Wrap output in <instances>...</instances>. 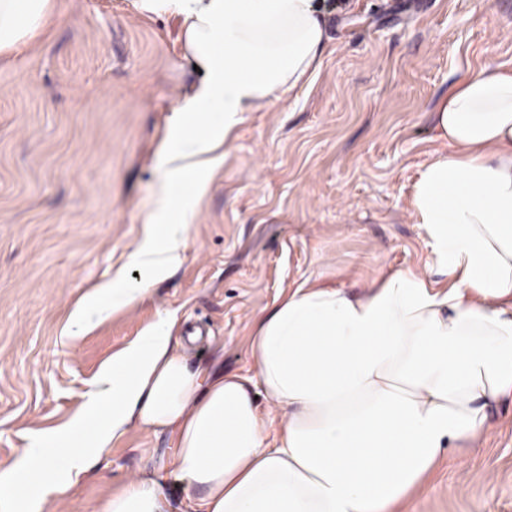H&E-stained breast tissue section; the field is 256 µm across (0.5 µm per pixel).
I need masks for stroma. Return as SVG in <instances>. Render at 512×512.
Segmentation results:
<instances>
[{"instance_id":"stroma-1","label":"stroma","mask_w":512,"mask_h":512,"mask_svg":"<svg viewBox=\"0 0 512 512\" xmlns=\"http://www.w3.org/2000/svg\"><path fill=\"white\" fill-rule=\"evenodd\" d=\"M320 69L242 113L193 214L181 266L134 307L67 339L77 302L143 235L161 148L201 80L167 15L65 0L48 36L0 66V471L84 402L115 349L177 313L190 367L253 375L251 318L317 281L359 294L423 265L408 211L441 150L430 112L455 83L512 68V0H325ZM169 433L129 432L49 512H98L134 475L167 471ZM395 512H512V401L476 450L444 458Z\"/></svg>"}]
</instances>
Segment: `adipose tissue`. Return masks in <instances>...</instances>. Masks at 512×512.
Here are the masks:
<instances>
[{"label":"adipose tissue","mask_w":512,"mask_h":512,"mask_svg":"<svg viewBox=\"0 0 512 512\" xmlns=\"http://www.w3.org/2000/svg\"><path fill=\"white\" fill-rule=\"evenodd\" d=\"M182 25L203 75L161 149L162 171L131 255L144 281L182 261L194 199L241 113L270 106L319 69L320 0H136ZM60 0H0V59L46 34ZM450 150L420 172L409 208L428 260L359 296L301 286L256 316L254 377L191 369L179 322L160 315L113 352L81 407L33 435L0 472V512H46L135 426L169 431L174 480L199 512H393L439 462L482 435L512 398V69L486 66L433 110ZM144 294L124 272L70 315ZM264 398L256 400L252 383ZM164 475L134 476L99 512H167Z\"/></svg>","instance_id":"ef3b65f1"}]
</instances>
